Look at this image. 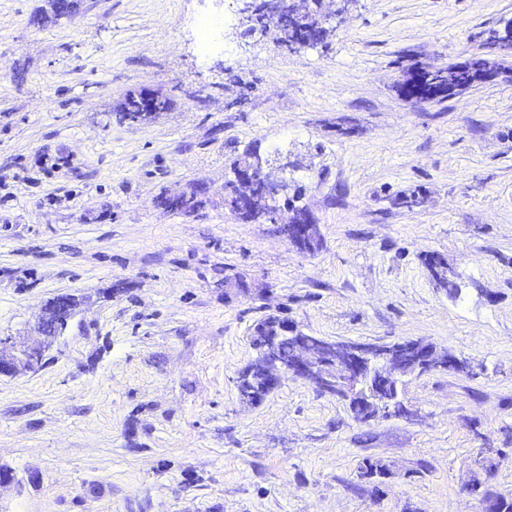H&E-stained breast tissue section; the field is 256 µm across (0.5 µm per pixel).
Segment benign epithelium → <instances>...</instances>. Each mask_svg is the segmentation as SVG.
Instances as JSON below:
<instances>
[{
  "instance_id": "7a95c632",
  "label": "benign epithelium",
  "mask_w": 512,
  "mask_h": 512,
  "mask_svg": "<svg viewBox=\"0 0 512 512\" xmlns=\"http://www.w3.org/2000/svg\"><path fill=\"white\" fill-rule=\"evenodd\" d=\"M302 0H263L264 11L270 24L254 28L251 18L256 14L257 0H243L241 15L244 33L265 34L274 29L284 37V28L294 34L297 48L314 47L317 42L307 38V25L303 17ZM269 160L255 154L238 163L234 168V179L230 181V192L225 204L233 213L268 212L273 216L277 232L294 246L304 245L308 253L315 250L314 242L321 236L319 225L313 223L303 210H295L288 219H283L278 197L286 185L275 182L267 172ZM62 328L51 331L42 340L22 346L19 355H0V374L19 366L33 367L41 362ZM418 355L410 358L398 356L391 362L381 350L368 345H349L344 342L318 341L289 324H276L273 337L266 342L258 365L267 376L270 388H276L286 376L308 381L317 388L341 396H349L366 381L378 387H388L398 377L420 376L427 372L446 370L457 361V356L443 358L436 350L418 345Z\"/></svg>"
}]
</instances>
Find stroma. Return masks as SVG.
I'll return each instance as SVG.
<instances>
[{"instance_id": "stroma-1", "label": "stroma", "mask_w": 512, "mask_h": 512, "mask_svg": "<svg viewBox=\"0 0 512 512\" xmlns=\"http://www.w3.org/2000/svg\"><path fill=\"white\" fill-rule=\"evenodd\" d=\"M241 6L0 0V336L78 302L39 367L0 375V512H481L475 480L512 495V79L397 90L477 53L512 0H359L297 51L243 35ZM218 14L203 50L195 21ZM145 91L169 110L119 122ZM249 151L286 182L282 210L319 224L317 253L225 206ZM193 187L198 214L155 202ZM268 316L485 372L407 377L409 416L368 423L291 376L246 405L236 378ZM367 459L390 471L376 495Z\"/></svg>"}]
</instances>
